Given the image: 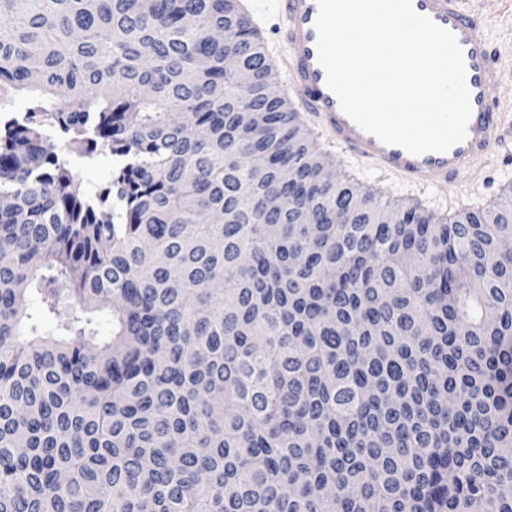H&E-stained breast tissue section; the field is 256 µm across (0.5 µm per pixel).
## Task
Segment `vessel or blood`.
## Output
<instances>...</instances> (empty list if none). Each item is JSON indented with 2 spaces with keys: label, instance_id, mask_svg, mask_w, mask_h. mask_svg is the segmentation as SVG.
Wrapping results in <instances>:
<instances>
[{
  "label": "vessel or blood",
  "instance_id": "1",
  "mask_svg": "<svg viewBox=\"0 0 512 512\" xmlns=\"http://www.w3.org/2000/svg\"><path fill=\"white\" fill-rule=\"evenodd\" d=\"M278 3L285 22L275 26L274 35L284 45L285 52L277 62L285 71L286 87L298 110L318 117L330 146L354 158L373 162L379 180L399 178L419 200L461 179L512 140V122L507 121L490 98L491 88L504 80V66L484 32L483 11L471 5L470 0H412L416 13L456 36L463 50L472 105L464 141L448 152L420 156L382 143L342 111L318 61L317 0H278Z\"/></svg>",
  "mask_w": 512,
  "mask_h": 512
}]
</instances>
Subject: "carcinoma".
Returning a JSON list of instances; mask_svg holds the SVG:
<instances>
[{
  "mask_svg": "<svg viewBox=\"0 0 512 512\" xmlns=\"http://www.w3.org/2000/svg\"><path fill=\"white\" fill-rule=\"evenodd\" d=\"M275 79L237 0H0V512H512V202L324 179ZM72 159L73 170L78 176L84 188L89 193L106 186L112 179V157L107 150H99L93 160L80 158L75 155Z\"/></svg>",
  "mask_w": 512,
  "mask_h": 512,
  "instance_id": "obj_1",
  "label": "carcinoma"
}]
</instances>
